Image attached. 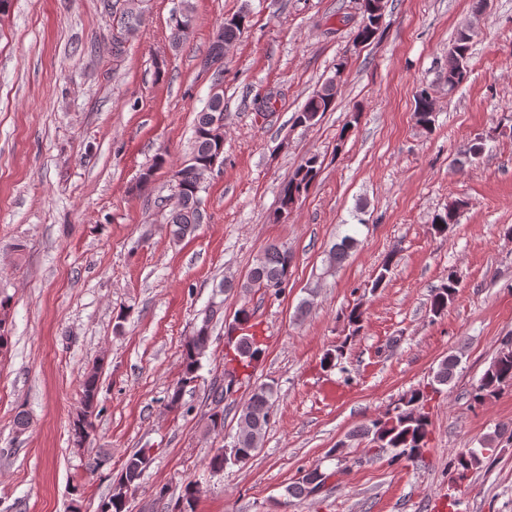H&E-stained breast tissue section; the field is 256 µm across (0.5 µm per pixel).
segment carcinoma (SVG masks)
Wrapping results in <instances>:
<instances>
[{
    "label": "carcinoma",
    "instance_id": "cac0c4a2",
    "mask_svg": "<svg viewBox=\"0 0 512 512\" xmlns=\"http://www.w3.org/2000/svg\"><path fill=\"white\" fill-rule=\"evenodd\" d=\"M192 13L185 10L175 19L171 38L176 44L187 39L190 33L189 22ZM244 29L243 20L224 23L222 37L213 41L205 65L221 64L224 60V46L237 40ZM448 91L452 92L466 81L468 76L467 59L461 57L457 49L448 52ZM338 94V86L329 82L320 91L310 96L295 117L296 124L311 126L319 117L331 110ZM434 103L430 93L422 89L415 100L417 121L427 129L432 124ZM224 113V90L212 94L205 109L198 113L195 124V137L192 144L191 157L188 163L174 171L171 179V190L177 195V205L171 211L167 223L172 227V234L182 239L192 234L199 224L203 223L204 215L200 209L199 192L202 189L201 175L204 170L219 162L224 150L220 143L210 135L214 117ZM321 167L319 158L315 155L308 157L296 169L292 177L281 191V212L286 214L296 201L308 190ZM465 206L463 201L448 204L444 211L435 215L432 228L442 234L448 231V226L458 223L460 210ZM358 240L351 234H346L340 241L333 244L328 251V264L334 266L345 260ZM294 262L293 253L285 246L269 244L262 256L247 274L242 283L223 280L217 285L216 294L223 295L235 288L245 290L258 288L265 292L288 281V275ZM459 283L453 274H448L440 286L434 288L430 298V312L437 317L447 311L458 293ZM217 303H212L204 312L200 325L196 326L189 336L181 353V377L173 392L168 396L166 407L171 412L189 413L191 408L183 403L185 388L198 378L201 358L209 346L211 339V323L217 313ZM9 299L0 298V352L8 346ZM349 335L360 333L364 312L354 306L346 313ZM252 313L244 307L235 313L231 329L240 332L235 342H227L224 355L226 369L224 374L236 378L251 379L255 363L264 355L265 349L254 331ZM459 359L455 355L444 358L432 375V380L424 388L413 389L400 398V402L390 411L373 419L370 423L350 432L346 439L336 443L335 449L345 448L348 442L356 437L370 438L373 447L378 450L392 451L391 461L419 463L422 461L424 448L430 435L426 403L431 396L440 391V387L448 385L455 374ZM512 385V337L502 341L501 347L492 364L473 388L474 402L481 404L486 399L497 395L504 387ZM276 391L273 384L262 383L253 387L249 399L239 411L238 430L231 441L229 452L219 448L210 457L208 466L215 475L224 473L230 466L246 464L257 452L261 439L266 431L270 409ZM99 378L97 372L86 374L82 384L81 407L71 426L73 444L84 446L94 435L98 416ZM505 439L512 443V422L500 425L494 435L482 443L481 451L469 449L459 452L453 458L452 464L456 470L458 481L462 482L474 467L482 464L487 452L494 448V443ZM150 463V456L144 449H139L125 460L120 474L112 484L111 493L102 500L98 512H126L129 490L137 486ZM330 479V475L320 467L305 471L298 481L287 487V495L293 498H307L321 490ZM198 497V490L189 483L183 493L174 501L168 500V489L161 486L155 490V501L166 503L160 512H184L182 505L190 504V500Z\"/></svg>",
    "mask_w": 512,
    "mask_h": 512
}]
</instances>
